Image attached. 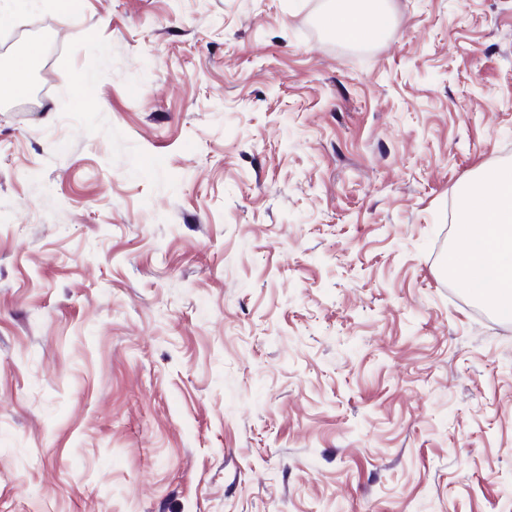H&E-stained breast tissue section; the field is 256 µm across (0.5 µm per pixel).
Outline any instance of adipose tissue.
Listing matches in <instances>:
<instances>
[{"instance_id": "obj_1", "label": "adipose tissue", "mask_w": 512, "mask_h": 512, "mask_svg": "<svg viewBox=\"0 0 512 512\" xmlns=\"http://www.w3.org/2000/svg\"><path fill=\"white\" fill-rule=\"evenodd\" d=\"M321 24L331 36L358 42L381 36L390 26V17L380 0H332ZM41 52L39 44H29L8 67L0 69L1 101L27 92ZM457 222V248L448 258L449 273L477 300L511 318L512 170H492L480 180L465 182Z\"/></svg>"}]
</instances>
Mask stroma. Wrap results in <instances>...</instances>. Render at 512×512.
<instances>
[{
	"label": "stroma",
	"instance_id": "stroma-1",
	"mask_svg": "<svg viewBox=\"0 0 512 512\" xmlns=\"http://www.w3.org/2000/svg\"><path fill=\"white\" fill-rule=\"evenodd\" d=\"M0 0V512H512V0ZM382 1L332 0V5L321 17L325 31L334 37L358 42L381 36L390 26V17ZM42 48L37 43L27 45L11 64L0 69V100H14L25 94L29 88L30 73L38 60ZM486 181L491 191L483 190ZM457 248L448 273L479 301L512 317V170L488 171L467 181L457 211Z\"/></svg>",
	"mask_w": 512,
	"mask_h": 512
}]
</instances>
